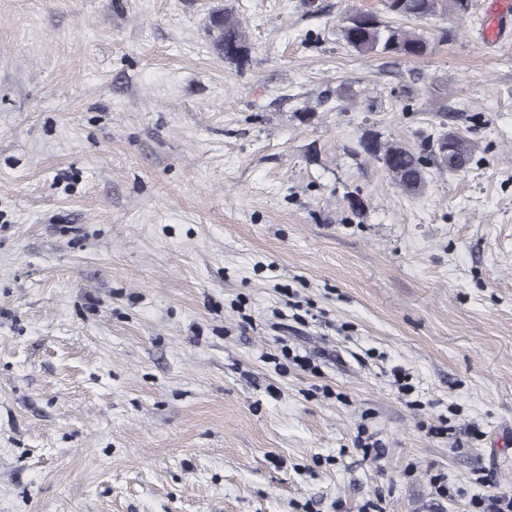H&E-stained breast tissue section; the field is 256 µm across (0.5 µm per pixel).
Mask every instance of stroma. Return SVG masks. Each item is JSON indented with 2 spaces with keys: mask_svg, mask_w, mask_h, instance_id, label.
I'll list each match as a JSON object with an SVG mask.
<instances>
[{
  "mask_svg": "<svg viewBox=\"0 0 512 512\" xmlns=\"http://www.w3.org/2000/svg\"><path fill=\"white\" fill-rule=\"evenodd\" d=\"M485 2L397 57L336 29L381 0H0V512L512 496V14L487 42ZM442 121L473 158L415 198L360 145ZM205 33L214 52L224 60L242 64L248 58L247 26L233 8L215 6L205 20Z\"/></svg>",
  "mask_w": 512,
  "mask_h": 512,
  "instance_id": "35a3bbf8",
  "label": "stroma"
}]
</instances>
